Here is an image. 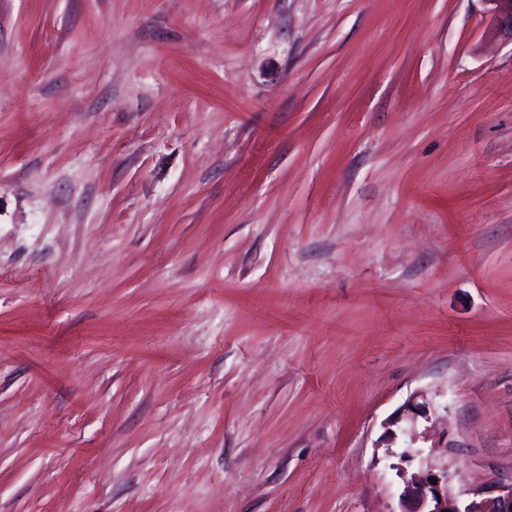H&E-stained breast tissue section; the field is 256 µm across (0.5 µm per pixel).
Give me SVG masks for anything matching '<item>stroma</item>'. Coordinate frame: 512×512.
Wrapping results in <instances>:
<instances>
[{
	"label": "stroma",
	"mask_w": 512,
	"mask_h": 512,
	"mask_svg": "<svg viewBox=\"0 0 512 512\" xmlns=\"http://www.w3.org/2000/svg\"><path fill=\"white\" fill-rule=\"evenodd\" d=\"M491 10L0 0V512H401L419 397L512 483Z\"/></svg>",
	"instance_id": "35a3bbf8"
}]
</instances>
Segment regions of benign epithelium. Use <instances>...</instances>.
<instances>
[{"instance_id":"benign-epithelium-1","label":"benign epithelium","mask_w":512,"mask_h":512,"mask_svg":"<svg viewBox=\"0 0 512 512\" xmlns=\"http://www.w3.org/2000/svg\"><path fill=\"white\" fill-rule=\"evenodd\" d=\"M495 4V29L512 40V0H491ZM405 462L419 461L421 470L405 482L400 499L410 504L406 512H512V484L476 491L463 498L453 493L448 465L422 457L412 446L400 454Z\"/></svg>"}]
</instances>
